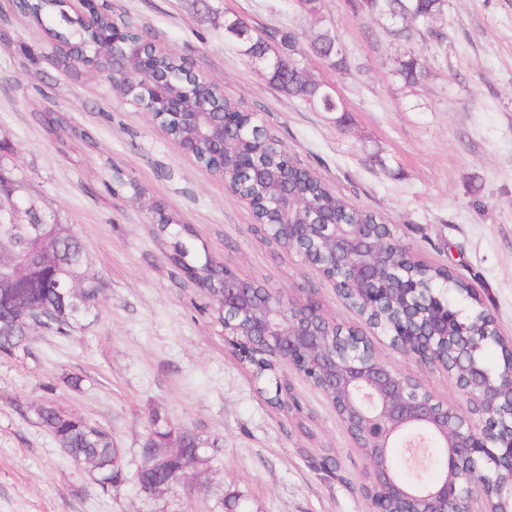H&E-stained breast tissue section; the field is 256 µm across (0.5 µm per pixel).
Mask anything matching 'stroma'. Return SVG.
Returning a JSON list of instances; mask_svg holds the SVG:
<instances>
[{
  "mask_svg": "<svg viewBox=\"0 0 512 512\" xmlns=\"http://www.w3.org/2000/svg\"><path fill=\"white\" fill-rule=\"evenodd\" d=\"M176 56L192 61L239 109L256 113L300 166L351 205L373 211L431 265H448L477 288L503 336H512V0H448L440 47L397 40L358 0H112ZM8 33L0 46V142L16 156L22 194L48 222L88 246L103 282L98 318L71 339L35 332L33 353L0 357V512H368L367 460L324 395L301 374L284 375L299 402L283 414L255 389L224 343L216 316L170 260L171 247L136 197L144 191L190 227L198 255L293 297L314 296L329 317L356 314L296 253L267 243L247 203L193 161L140 109L95 78L63 76L24 48L45 52L43 29L0 0ZM241 18L261 34L295 30L302 45L335 33L347 72L309 56L307 69L335 86L337 116L284 96L261 66L225 38ZM421 55L427 77L406 85L396 58ZM52 103L58 124L34 109ZM127 180L119 187L111 167ZM381 359L421 379L443 401L462 403L441 370L388 347ZM86 375L82 390L64 374ZM55 384L46 392V384ZM53 400L112 431L124 468L141 463L151 414L194 430L217 452L190 487L145 503L133 484L102 493L16 402ZM337 460L324 466L325 455Z\"/></svg>",
  "mask_w": 512,
  "mask_h": 512,
  "instance_id": "1",
  "label": "stroma"
}]
</instances>
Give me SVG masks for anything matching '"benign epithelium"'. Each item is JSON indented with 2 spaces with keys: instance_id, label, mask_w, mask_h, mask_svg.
<instances>
[{
  "instance_id": "benign-epithelium-1",
  "label": "benign epithelium",
  "mask_w": 512,
  "mask_h": 512,
  "mask_svg": "<svg viewBox=\"0 0 512 512\" xmlns=\"http://www.w3.org/2000/svg\"><path fill=\"white\" fill-rule=\"evenodd\" d=\"M72 9L76 23L95 27L98 0H77ZM83 48L77 40L56 41L44 57L52 64L61 51ZM166 53L159 44L145 50L115 28L110 53L92 74L103 80L110 72L129 73L131 82L119 100L136 105L156 125L162 120L170 124L179 132L174 142L197 165L208 172L221 167L218 180L224 189L254 204L234 171L224 167L225 130L239 128L240 139L246 142L254 135L253 126L237 112H223L214 120L195 106L224 102L223 89L195 66L155 75V59ZM174 82L182 85L181 93L171 91ZM292 165L289 158L282 171L271 172L249 154L240 156L252 184L264 188L265 202L287 217L305 207L301 194L288 183ZM283 227L288 237L279 239L280 246L300 255L338 292H348L346 304L352 310L388 305L399 308L402 317L389 330L364 318L338 330L313 298L288 312L286 294L223 265L225 344L239 359L266 349L288 351L286 366L321 391L355 447L369 452L371 512H388L390 501L398 505L396 512H439L441 504L450 505L448 512H512V339L501 335L496 318L484 310L483 330L467 331L468 320L460 311L448 308L429 284L406 277L408 269L423 265L408 247L404 264L392 267L401 287H383L380 260L395 244L393 235L378 238L363 224H338L324 214L307 224L272 225L278 235ZM380 337L421 367L448 370L467 407L437 399L423 381L384 363L376 345ZM486 342L502 348L503 363L494 376L477 356ZM418 433L444 449V468L430 481L404 483L392 448ZM491 487L505 489L497 507H475Z\"/></svg>"
}]
</instances>
